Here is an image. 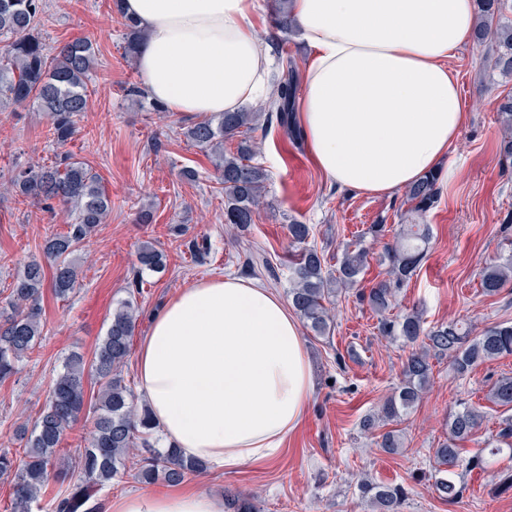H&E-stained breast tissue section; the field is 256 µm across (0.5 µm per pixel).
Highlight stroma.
Segmentation results:
<instances>
[{
  "label": "stroma",
  "mask_w": 512,
  "mask_h": 512,
  "mask_svg": "<svg viewBox=\"0 0 512 512\" xmlns=\"http://www.w3.org/2000/svg\"><path fill=\"white\" fill-rule=\"evenodd\" d=\"M276 3L261 0L256 22L273 36L274 71L281 79L290 61L305 73L309 53L297 34L276 39ZM111 7V0H46L41 33L47 44L86 37L96 48L90 110L66 149L101 177L112 210L84 249L80 288L65 300L44 289L42 346L0 383V451L18 448L17 428L34 420L64 359L74 352L92 357L120 302L136 299L140 340L156 312L206 278L256 279L287 296L288 226L294 222L310 225V242L331 267L338 265L345 243L368 225H386L393 234L404 224L429 225L428 254L399 294L401 309H419L432 324L465 316L480 329L512 322V289L486 296L479 279L484 263L512 252V241L500 231L512 213V163L499 152L497 119L500 100L512 95V75L490 68L486 46L468 43L450 62L469 120L445 159L456 174L440 172L432 209L413 213L402 192L367 195L331 186L306 146L290 142L272 121L253 134L254 161L269 175L264 205L254 224L238 233L224 223V192L213 157L185 135L192 117L160 116L128 96V88L142 85L143 78L135 60L123 54L124 27ZM48 126L44 113L0 110V184L15 166L55 162L61 149L49 139ZM188 170L194 178H185ZM142 209L152 212V223H137ZM65 228L63 214L0 194V292L8 293L25 261L41 256L46 237ZM144 241L165 254L163 272L138 274L136 252ZM335 307L330 336L302 331L314 393L280 458L217 477L194 476L191 484L219 494L252 495L257 512H369L357 488L367 475L405 487L403 512H512V489L497 488L501 472L512 469V454L489 453L502 410L487 399L498 378L512 376V356L480 364L464 378L450 371L447 360L434 361L429 389L398 424L407 449L390 455L361 432L359 423L399 383L408 351L378 337L376 316L354 293L339 298ZM463 403L480 408L485 421L461 445L458 473L465 491L449 503L434 487L435 450L446 438L449 413ZM477 458L482 466H474Z\"/></svg>",
  "instance_id": "obj_1"
}]
</instances>
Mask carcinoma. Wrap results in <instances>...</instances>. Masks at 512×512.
<instances>
[{"label":"carcinoma","mask_w":512,"mask_h":512,"mask_svg":"<svg viewBox=\"0 0 512 512\" xmlns=\"http://www.w3.org/2000/svg\"><path fill=\"white\" fill-rule=\"evenodd\" d=\"M478 22L474 41L491 43V61L504 75H512V23L503 21L504 0H476ZM44 15L43 0H0V107L8 104L33 105L50 120L51 141L67 145L78 132V122L89 108V89L95 68L96 50L87 39H74L46 47L38 32ZM124 51L131 58L144 37L141 29L124 18ZM297 75L295 69L278 83V94L268 105L276 113L288 138L302 139L293 112ZM498 120L504 130L500 145L503 157L512 158V97L498 105ZM258 119L255 112H224L189 126L187 138L194 146L215 156L224 189V223L239 231L248 230L261 204L266 169L252 163L255 145L248 133ZM239 137L236 153H224V137ZM438 175L424 177L407 189L413 211L422 215L437 202ZM7 189L50 211L59 204L71 217L67 230L44 240L42 252L48 265L33 258L23 265L0 300V382L12 377L18 364L32 354L43 333L42 293L45 267L52 269L51 288L55 297L67 299L80 286L75 255L87 238L104 223L112 201L92 167L67 155L51 165H29L16 170ZM296 254L288 267L291 283L288 296L292 307L317 336L330 335L334 324L332 305L345 288H355L368 265L370 251L364 246L348 247L336 270L325 266L324 255L308 244V224L288 225ZM430 228L426 224H405L395 240L385 246L381 262L387 278L359 293L377 315L380 336L410 348L403 364L402 380L394 394L361 422V430L374 433L412 410L426 393L433 376V359H446L458 377L469 374L487 361L512 355V322L496 323L473 335L474 325L466 319L425 326L422 314L413 310L393 314L398 293L413 277L427 252ZM139 271L157 272L164 267V255L152 243L137 249ZM483 293L495 296L512 283V255L489 263L480 272ZM138 308L129 299L113 310L105 336L91 360L80 355L66 359L52 380L46 399L32 428L22 426L23 446L15 452L0 453V477H12V512H31L32 503L42 496L50 482L63 483L69 471L78 483L51 505L52 512H95L89 501L100 491L127 474L141 483L163 480L179 484L190 475L201 474L207 466L185 460L175 450L155 447L154 424L148 409L134 406L123 368L131 356ZM488 399L508 415L498 422V442L512 448V377L503 376L491 387ZM92 408V430L78 460L71 464L61 456L62 443L82 411ZM484 413L462 404L448 415V437L435 454L438 462L435 489L448 502L458 500L464 485L458 482L460 448L482 425ZM384 452L397 454L403 441L395 430L375 436ZM362 500L375 512H402L407 498L401 485L363 480L358 485ZM225 512H253L248 499L236 494L224 498Z\"/></svg>","instance_id":"obj_1"}]
</instances>
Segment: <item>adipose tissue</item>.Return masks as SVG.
Here are the masks:
<instances>
[{"label": "adipose tissue", "mask_w": 512, "mask_h": 512, "mask_svg": "<svg viewBox=\"0 0 512 512\" xmlns=\"http://www.w3.org/2000/svg\"><path fill=\"white\" fill-rule=\"evenodd\" d=\"M145 32L136 62L168 111L267 103L271 43L257 0H122ZM310 56L299 123L337 188L393 194L436 171L469 113L448 61L469 41L474 0H289ZM138 390L163 442L220 475L280 455L313 395L301 324L287 303L233 276L203 279L155 314L137 353ZM111 512H224L200 488L140 489Z\"/></svg>", "instance_id": "obj_1"}]
</instances>
